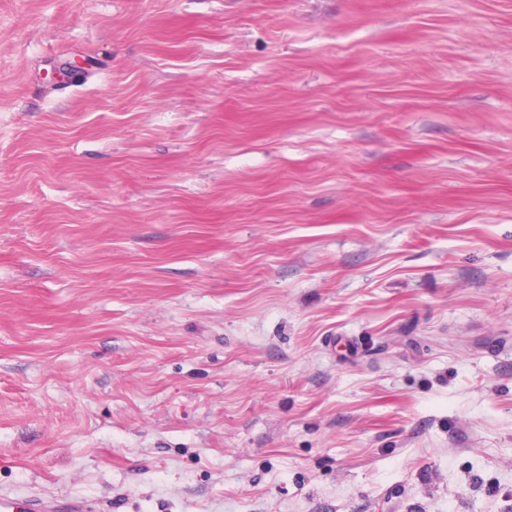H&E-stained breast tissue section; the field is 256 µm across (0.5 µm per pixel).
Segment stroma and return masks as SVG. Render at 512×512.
Returning a JSON list of instances; mask_svg holds the SVG:
<instances>
[{"mask_svg":"<svg viewBox=\"0 0 512 512\" xmlns=\"http://www.w3.org/2000/svg\"><path fill=\"white\" fill-rule=\"evenodd\" d=\"M512 512V0H0V493Z\"/></svg>","mask_w":512,"mask_h":512,"instance_id":"35a3bbf8","label":"stroma"}]
</instances>
